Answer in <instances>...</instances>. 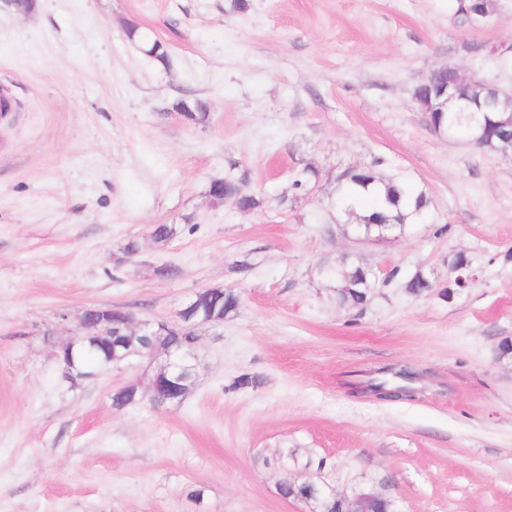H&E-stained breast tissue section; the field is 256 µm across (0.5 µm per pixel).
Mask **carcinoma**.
Segmentation results:
<instances>
[{
	"instance_id": "cac0c4a2",
	"label": "carcinoma",
	"mask_w": 512,
	"mask_h": 512,
	"mask_svg": "<svg viewBox=\"0 0 512 512\" xmlns=\"http://www.w3.org/2000/svg\"><path fill=\"white\" fill-rule=\"evenodd\" d=\"M127 34L130 39L141 43L145 56L160 60L167 58V49L160 41L142 37L134 26L127 28ZM176 109L193 121H203L207 117V112L199 100L192 105L180 101L176 104ZM428 120L434 128L445 133L450 131L465 136L470 134V126L476 121H488L494 125L496 141L493 145L496 146L498 140L512 138V96L501 98L498 108L488 115L442 109L432 113ZM381 164L382 161L377 160L368 166L343 170L336 175L339 192L337 207L355 216L358 230L366 237L400 234L406 225L420 224L427 219L429 201L426 195L407 182L383 175L378 170ZM317 178L318 170L305 167L294 176L292 189L307 196L316 186ZM223 181V191L211 194L213 199H234L244 211L257 210L264 205V199L242 192L243 177L228 174ZM466 262L467 258L462 254L448 260V291H461L471 286V283L462 279ZM364 270L365 267L344 258L336 266L324 268V274L343 281V287L337 292L340 302L359 306L368 299V291L362 286ZM404 288L411 295L421 297L430 292L433 284L423 274L417 273L406 281ZM191 305L193 317L197 319L214 315L222 319L239 308L240 296L230 289H223L218 293L200 291L192 298ZM126 348L146 353L150 343L142 337L131 338L120 334L112 337L110 345L100 343L78 349L76 363L83 368H99L106 364L108 352L120 354Z\"/></svg>"
}]
</instances>
